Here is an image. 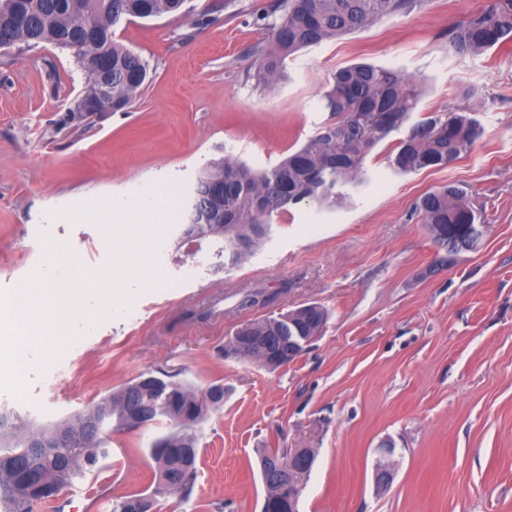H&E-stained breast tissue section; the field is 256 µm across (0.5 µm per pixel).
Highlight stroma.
Here are the masks:
<instances>
[{"label":"stroma","instance_id":"obj_1","mask_svg":"<svg viewBox=\"0 0 512 512\" xmlns=\"http://www.w3.org/2000/svg\"><path fill=\"white\" fill-rule=\"evenodd\" d=\"M489 3L418 0L289 56L267 88L254 71L276 0H185L179 12L114 26L148 68L141 95L117 112L76 111L86 73L69 50L0 49V288L36 271L64 282L74 263L103 272L102 230L59 209L135 198L155 182L175 196L158 248L165 284L127 283L134 299L119 313L78 302L29 352L24 395L0 412L56 423L146 372L220 384L223 406L194 428L192 493L158 498L153 512H262L266 448L315 449L299 512H512V43L477 56L448 50L449 27ZM355 63L422 86L409 125L464 112L481 136L447 167L404 173L392 133L335 198L289 206L225 270L211 258L217 241L182 245L199 173L225 158L277 164L328 121L330 76ZM448 185L488 230L476 250L440 265L416 205ZM258 290L265 303L247 304ZM311 303L328 321L288 366L225 353L246 323ZM168 431L112 430L98 470L31 512H111L117 497L150 493V445ZM386 440L395 475L380 491L373 470Z\"/></svg>","mask_w":512,"mask_h":512}]
</instances>
